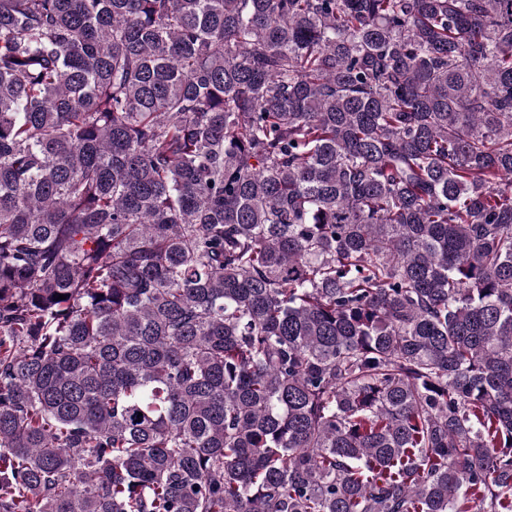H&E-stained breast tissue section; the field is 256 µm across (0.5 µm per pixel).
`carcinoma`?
I'll use <instances>...</instances> for the list:
<instances>
[{
	"label": "carcinoma",
	"instance_id": "obj_1",
	"mask_svg": "<svg viewBox=\"0 0 512 512\" xmlns=\"http://www.w3.org/2000/svg\"><path fill=\"white\" fill-rule=\"evenodd\" d=\"M0 512H512V0H0Z\"/></svg>",
	"mask_w": 512,
	"mask_h": 512
}]
</instances>
